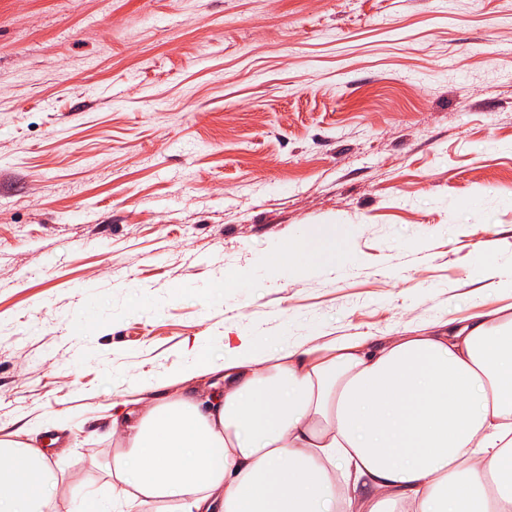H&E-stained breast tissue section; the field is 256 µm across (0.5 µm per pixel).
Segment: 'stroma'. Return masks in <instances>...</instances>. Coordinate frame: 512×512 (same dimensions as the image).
<instances>
[{
  "label": "stroma",
  "instance_id": "35a3bbf8",
  "mask_svg": "<svg viewBox=\"0 0 512 512\" xmlns=\"http://www.w3.org/2000/svg\"><path fill=\"white\" fill-rule=\"evenodd\" d=\"M329 235L339 269L275 260ZM488 249L512 0H0V436L92 496L113 404L206 400L228 336L468 314Z\"/></svg>",
  "mask_w": 512,
  "mask_h": 512
}]
</instances>
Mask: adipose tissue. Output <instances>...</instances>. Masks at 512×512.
Wrapping results in <instances>:
<instances>
[{"mask_svg":"<svg viewBox=\"0 0 512 512\" xmlns=\"http://www.w3.org/2000/svg\"><path fill=\"white\" fill-rule=\"evenodd\" d=\"M252 347L229 348L208 407L113 414L110 497L69 512H512V304L385 344ZM62 481L0 439V512H54Z\"/></svg>","mask_w":512,"mask_h":512,"instance_id":"1","label":"adipose tissue"}]
</instances>
